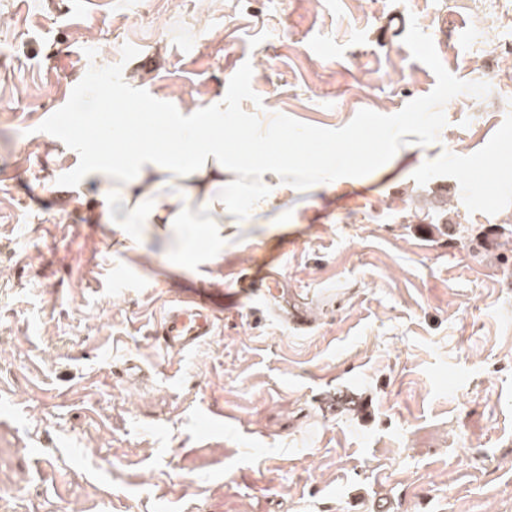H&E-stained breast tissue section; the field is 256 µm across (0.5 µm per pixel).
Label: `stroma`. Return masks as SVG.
<instances>
[{"mask_svg": "<svg viewBox=\"0 0 512 512\" xmlns=\"http://www.w3.org/2000/svg\"><path fill=\"white\" fill-rule=\"evenodd\" d=\"M393 10L488 92L287 223L238 225L207 277L72 191L68 137L105 144L55 117L110 84L199 108L247 62L262 120L400 112L436 76L373 41ZM494 11L512 0H112L88 19L0 0V512H512V28ZM273 259L285 288L336 296L308 333L227 301ZM196 287L218 334L164 352L148 329ZM217 408L237 426L205 428Z\"/></svg>", "mask_w": 512, "mask_h": 512, "instance_id": "1", "label": "stroma"}]
</instances>
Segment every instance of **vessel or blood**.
Here are the masks:
<instances>
[{
    "mask_svg": "<svg viewBox=\"0 0 512 512\" xmlns=\"http://www.w3.org/2000/svg\"><path fill=\"white\" fill-rule=\"evenodd\" d=\"M408 26L409 21L403 12H390L376 27L374 39L384 46L392 44L404 38ZM99 112L100 125L104 128L111 126L113 113H120L123 128L129 134L137 131L143 114L136 101L120 96L104 100ZM237 285L241 293L273 309L295 332L304 333L311 328V298L280 288L275 270H267L259 278L253 277L250 270H243ZM216 320V309L207 294H185L169 300L164 306L155 335L164 351L187 353L216 335Z\"/></svg>",
    "mask_w": 512,
    "mask_h": 512,
    "instance_id": "1",
    "label": "vessel or blood"
}]
</instances>
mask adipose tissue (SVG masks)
I'll list each match as a JSON object with an SVG mask.
<instances>
[{"mask_svg": "<svg viewBox=\"0 0 512 512\" xmlns=\"http://www.w3.org/2000/svg\"><path fill=\"white\" fill-rule=\"evenodd\" d=\"M223 98H213L205 111L172 113L163 137L166 149L151 139L124 143L120 123L112 125V141L123 144L125 158L112 164L105 154L75 143L79 165L76 186L91 191L93 220L122 228L147 227L161 241L183 238L178 256L184 267L214 264L224 254L228 224H283L290 198L352 179L355 170L328 160L312 168L268 155L259 167H242L224 149ZM205 239L207 255L196 242Z\"/></svg>", "mask_w": 512, "mask_h": 512, "instance_id": "ef3b65f1", "label": "adipose tissue"}]
</instances>
